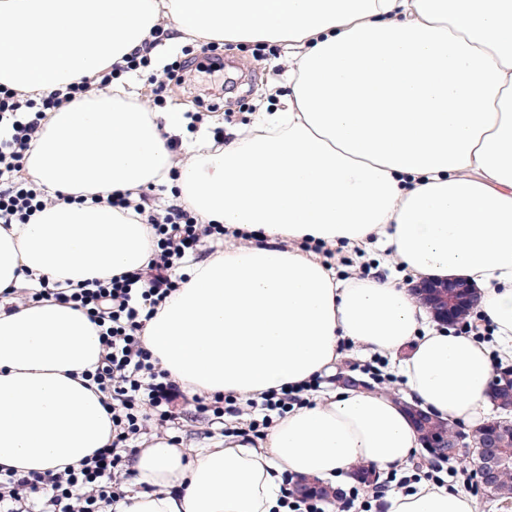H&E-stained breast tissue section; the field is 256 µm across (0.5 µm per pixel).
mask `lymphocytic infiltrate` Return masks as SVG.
I'll use <instances>...</instances> for the list:
<instances>
[{
	"label": "lymphocytic infiltrate",
	"mask_w": 512,
	"mask_h": 512,
	"mask_svg": "<svg viewBox=\"0 0 512 512\" xmlns=\"http://www.w3.org/2000/svg\"><path fill=\"white\" fill-rule=\"evenodd\" d=\"M168 37L166 29L154 27L150 39L97 79V87H109L123 73L149 66L154 49ZM86 91V86L73 85L32 97L0 86V225L25 224L46 207L78 202V195L63 191L46 196L35 181L19 180L17 174L24 167L46 112ZM90 200L133 210L142 218L157 239L147 265L69 288L46 282L33 288L22 281L13 290L25 300L50 298L74 304L98 324L106 353L90 378L112 412L113 440L80 469L54 477L1 473L0 512H18L19 503L24 501L29 504V512H102L103 507L117 504L122 494L116 474L129 441L147 421L149 412L166 417L169 405L183 395L181 387L143 345L141 333L182 284L177 269L198 263L201 256L223 251L224 227L200 222L180 202L159 205L143 191L95 193ZM303 392V386L293 385L251 402V432L259 433L274 417L303 405Z\"/></svg>",
	"instance_id": "lymphocytic-infiltrate-1"
}]
</instances>
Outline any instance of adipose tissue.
I'll return each mask as SVG.
<instances>
[{"label":"adipose tissue","mask_w":512,"mask_h":512,"mask_svg":"<svg viewBox=\"0 0 512 512\" xmlns=\"http://www.w3.org/2000/svg\"><path fill=\"white\" fill-rule=\"evenodd\" d=\"M183 37L287 45L291 91L254 132L190 146L177 184L203 222L259 244L193 266L142 341L192 394L254 399L329 371L351 341L388 356L413 400L473 423L494 367L474 337L429 327L413 283L462 278L512 349V0H0V85L36 94L95 78L161 21ZM122 85L49 111L26 169L48 193L122 190L167 176L165 134ZM383 236L403 280L337 279L301 243L365 250ZM133 212L50 206L0 225V294L24 274L77 284L143 267ZM97 327L52 299L0 301V473L79 469L112 441L87 374ZM413 417L338 387L285 414L258 446L135 449L120 512H283L285 475L324 481L363 463L408 466ZM388 512H477L431 484Z\"/></svg>","instance_id":"adipose-tissue-1"}]
</instances>
